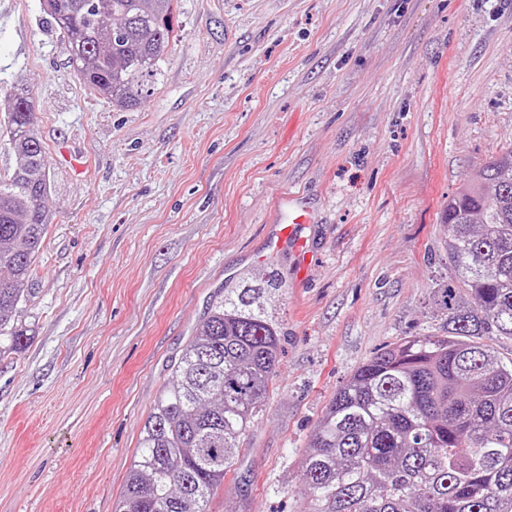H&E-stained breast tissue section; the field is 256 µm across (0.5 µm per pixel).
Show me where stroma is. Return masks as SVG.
Listing matches in <instances>:
<instances>
[{
	"label": "stroma",
	"mask_w": 512,
	"mask_h": 512,
	"mask_svg": "<svg viewBox=\"0 0 512 512\" xmlns=\"http://www.w3.org/2000/svg\"><path fill=\"white\" fill-rule=\"evenodd\" d=\"M139 105L74 72L41 0H0V95L30 87L53 220L0 358V512H114L211 299L286 288L268 404L213 512H304L299 466L378 350L443 334L450 196L512 145V0H175ZM288 192L315 221L274 246Z\"/></svg>",
	"instance_id": "obj_1"
}]
</instances>
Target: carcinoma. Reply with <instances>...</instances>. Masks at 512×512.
Wrapping results in <instances>:
<instances>
[{
    "label": "carcinoma",
    "mask_w": 512,
    "mask_h": 512,
    "mask_svg": "<svg viewBox=\"0 0 512 512\" xmlns=\"http://www.w3.org/2000/svg\"><path fill=\"white\" fill-rule=\"evenodd\" d=\"M174 0H42L91 91L135 107L160 74ZM31 90L0 99V132L17 156L0 177V355L27 329L12 320L51 224L45 151ZM449 284L435 304L444 336L423 334L363 362L336 392L303 455L307 512H512V361L481 339L512 337V146L448 199ZM285 280L270 266L211 302L144 422L115 512H210L211 492L265 410L281 336L272 308Z\"/></svg>",
    "instance_id": "cac0c4a2"
}]
</instances>
